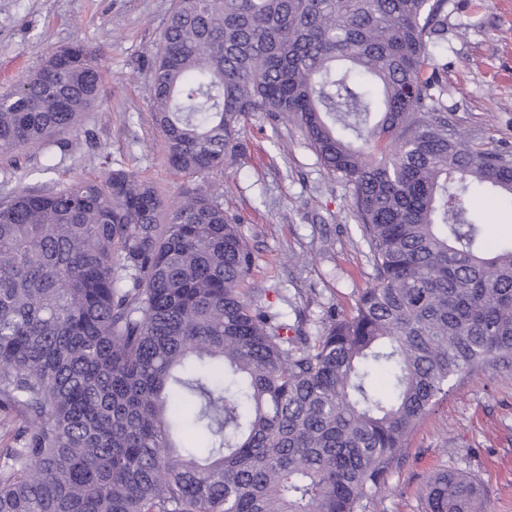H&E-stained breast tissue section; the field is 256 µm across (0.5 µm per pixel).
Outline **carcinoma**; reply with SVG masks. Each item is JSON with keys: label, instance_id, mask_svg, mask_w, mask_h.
<instances>
[{"label": "carcinoma", "instance_id": "1", "mask_svg": "<svg viewBox=\"0 0 512 512\" xmlns=\"http://www.w3.org/2000/svg\"><path fill=\"white\" fill-rule=\"evenodd\" d=\"M448 0H174L150 67L164 196L114 169L0 199V512H363L411 429L476 368L512 364V243L477 189L512 197V154L471 147L427 74ZM76 41L0 94V156L63 146L101 91ZM297 126L350 188L374 284L315 339L252 299L220 189L241 123ZM192 430L205 446L174 436ZM425 512H482L430 474ZM476 213L487 224V240L490 247L502 242H510L512 237V201L505 202L496 195L482 191L477 193Z\"/></svg>", "mask_w": 512, "mask_h": 512}]
</instances>
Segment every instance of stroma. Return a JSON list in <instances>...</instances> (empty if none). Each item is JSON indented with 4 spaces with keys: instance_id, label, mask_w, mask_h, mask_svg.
<instances>
[{
    "instance_id": "stroma-1",
    "label": "stroma",
    "mask_w": 512,
    "mask_h": 512,
    "mask_svg": "<svg viewBox=\"0 0 512 512\" xmlns=\"http://www.w3.org/2000/svg\"><path fill=\"white\" fill-rule=\"evenodd\" d=\"M172 0H0V92L37 69L50 49L83 41L104 56L99 102L56 168L40 149L0 161V196L21 185L49 190L100 171V156L138 172L164 194L181 178L166 166L150 109L149 67ZM446 89L448 122L470 145L512 152V0H448V38L432 47ZM246 157L208 180L224 190L255 256L245 290L287 318L305 315L317 335L327 310L351 313L372 285L368 249L344 183L328 173L290 122L256 114L241 131ZM476 213L490 246L512 240V202L482 191ZM478 477L485 512H512V368L457 378L407 435L371 492L366 512H425L420 490L438 470Z\"/></svg>"
}]
</instances>
